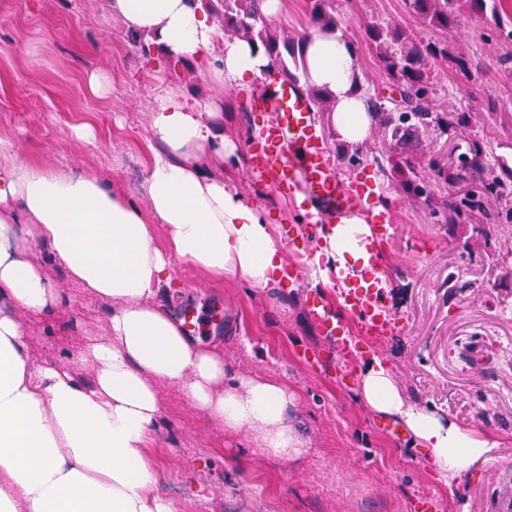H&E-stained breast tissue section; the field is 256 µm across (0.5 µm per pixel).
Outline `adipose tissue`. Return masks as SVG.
Segmentation results:
<instances>
[{"label":"adipose tissue","instance_id":"1","mask_svg":"<svg viewBox=\"0 0 512 512\" xmlns=\"http://www.w3.org/2000/svg\"><path fill=\"white\" fill-rule=\"evenodd\" d=\"M153 52L202 64L230 89L265 74L260 47L228 38L200 0H109ZM358 53L341 31L312 28L302 82L333 103L339 140L364 144L372 118L360 87ZM148 131L156 147L138 205L119 184L79 167L23 163L0 138V512H173L157 491L148 456L166 411L159 384L183 390L225 429L247 431L260 453L300 455L305 444L287 414V384L264 375L227 381L221 343L186 335L165 288L177 262L219 282L275 284L286 264L281 237L260 208L224 180L234 152L217 100L153 86ZM38 244L71 283L111 302L103 340L80 361L34 364L25 317L64 296L30 253ZM359 400L402 421L449 483L472 476L498 439L411 406L380 359L360 373Z\"/></svg>","mask_w":512,"mask_h":512}]
</instances>
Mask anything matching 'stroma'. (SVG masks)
<instances>
[{"mask_svg": "<svg viewBox=\"0 0 512 512\" xmlns=\"http://www.w3.org/2000/svg\"><path fill=\"white\" fill-rule=\"evenodd\" d=\"M343 34L363 43L366 19L397 20L413 32L401 0H336ZM489 25L467 19L447 35L449 58L434 69L439 104L464 113L463 125L434 130L403 156L421 169L481 148L486 170L512 169V63L496 62ZM474 54L471 77L456 73L451 57ZM370 94L384 78L374 55L359 53ZM162 75L184 94L213 93L221 100L224 135L237 145L224 160V180L255 200L276 229L299 223L298 209L268 182L249 179L252 154L244 139L274 115L253 110L261 85L231 93L211 87L203 66L164 56L148 59L108 0H0V137L14 140L21 161L65 162L120 182L143 197L151 89ZM106 76V95H92L91 76ZM334 169L347 181L381 186L367 199L374 211L393 209L395 227L376 240L388 279V323L376 329L350 320L354 343L342 350L308 315L310 278L283 279L268 288L241 282L214 284L190 264L175 268L186 287L184 307L218 300L224 327L211 338L224 344L230 377L263 374L285 382L294 400L288 417L309 440L305 454L282 460L254 451L249 436L226 431L197 411L181 389L160 391L167 412L158 422L149 455L158 489L174 512H413L420 498L438 512H512V228L498 213L512 198L488 197L469 227L449 234L446 214L408 199L394 173L379 172L369 137L353 164L338 163L344 145L329 113L314 115ZM88 123L95 142L77 138ZM65 304L27 318L33 358L43 365H78L86 347L106 334L111 304L87 296L61 268L46 263ZM480 359H473V348ZM385 360L406 400L461 425L498 437L476 474L451 487L429 469L423 449L395 434L397 418L366 408L356 381L371 357Z\"/></svg>", "mask_w": 512, "mask_h": 512, "instance_id": "obj_1", "label": "stroma"}]
</instances>
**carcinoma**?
<instances>
[{
    "label": "carcinoma",
    "mask_w": 512,
    "mask_h": 512,
    "mask_svg": "<svg viewBox=\"0 0 512 512\" xmlns=\"http://www.w3.org/2000/svg\"><path fill=\"white\" fill-rule=\"evenodd\" d=\"M222 23L224 35L239 37L263 48L283 80L291 82L308 97L312 111L329 112L328 94L319 88L300 85L299 71L304 67V46L309 30H291L284 23L269 18L264 0H201ZM335 0H309L310 24L321 29L338 28ZM405 12L432 33L417 38L397 23L371 21L363 26L364 48L375 53L385 77L388 94L368 98L370 113L382 129V145L373 153V162L400 170L401 184L407 197L426 205L432 203L434 188L431 177L415 169L414 162L395 160L403 144H415L433 128L446 129L459 121L456 112L435 103L432 71L436 63L448 58L443 37L461 20V9L479 18L496 13V0H403ZM479 154L438 168L436 176L445 183L459 178L453 167L475 168ZM485 191L500 198L512 196V171L506 177L494 175Z\"/></svg>",
    "instance_id": "cac0c4a2"
}]
</instances>
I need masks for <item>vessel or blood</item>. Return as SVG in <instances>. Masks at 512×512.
<instances>
[{"label": "vessel or blood", "instance_id": "b4317fda", "mask_svg": "<svg viewBox=\"0 0 512 512\" xmlns=\"http://www.w3.org/2000/svg\"><path fill=\"white\" fill-rule=\"evenodd\" d=\"M255 106L262 112L275 110L278 120L264 138L245 139L254 157L253 177L268 181L278 190L300 188L315 199L329 200L337 213L353 219L352 224L341 227L351 245L373 253L371 232L377 229L381 234H388L392 228L391 216L386 212L373 214L364 207L365 198L378 194V187H354L344 178L332 175L329 156L317 142L307 98L295 86L277 83L268 96L256 99ZM334 228H337L335 221L323 213L311 212L305 223L289 225L287 234L312 242ZM381 294V280L366 275L345 294L343 306L358 319L382 328L386 318L380 304ZM308 315L322 335L336 337L344 329L331 303L324 301L319 292H312L309 298Z\"/></svg>", "mask_w": 512, "mask_h": 512}]
</instances>
